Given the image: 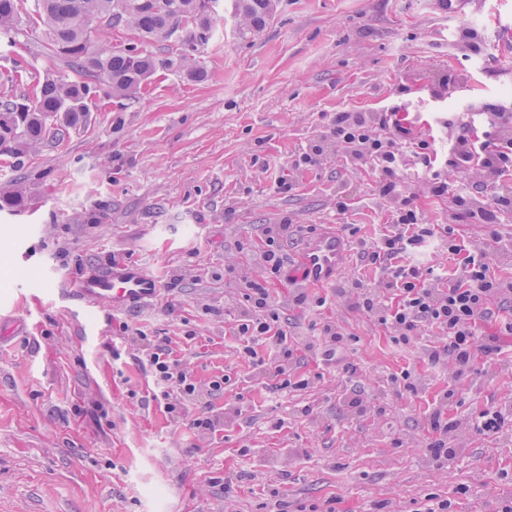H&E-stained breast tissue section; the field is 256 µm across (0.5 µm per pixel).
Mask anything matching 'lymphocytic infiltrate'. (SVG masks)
<instances>
[{"instance_id": "obj_1", "label": "lymphocytic infiltrate", "mask_w": 512, "mask_h": 512, "mask_svg": "<svg viewBox=\"0 0 512 512\" xmlns=\"http://www.w3.org/2000/svg\"><path fill=\"white\" fill-rule=\"evenodd\" d=\"M392 123L387 112L371 121L359 112H339L329 124L330 140L354 159L372 163L378 191L392 208L389 230L363 252L365 261L381 267L380 286L375 289L358 280L350 292L356 295L359 309L391 329L394 343L407 345L421 332L437 330L441 343L429 351L427 360L438 369L452 366L454 376L459 377L471 371L475 350H482L489 359L498 355L495 336H482L480 326L493 317L495 309L504 308L507 288L491 274L495 253L488 245L449 237V253L465 256L455 277L436 275L433 268L410 261V253L427 238L439 235L440 228L425 223L405 193L403 171L407 155L400 140L384 135ZM414 157L428 176L431 193L447 198L453 221L489 225L490 241L497 240L496 223L512 212V121L498 116L496 123L478 134L460 127L448 149V166L465 171L470 177L467 185L451 182L435 170L430 153L418 151ZM247 289L248 307L237 326L244 339L242 353L252 358L256 343L274 344L275 355L263 363L262 369L287 377L293 351L278 325L279 314L269 290L255 281L249 282ZM148 365L161 398L167 401L168 413H176L177 405L169 400L171 390L189 397L195 392L194 384L177 364L159 353L150 355Z\"/></svg>"}]
</instances>
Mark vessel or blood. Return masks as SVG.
<instances>
[{
	"instance_id": "1",
	"label": "vessel or blood",
	"mask_w": 512,
	"mask_h": 512,
	"mask_svg": "<svg viewBox=\"0 0 512 512\" xmlns=\"http://www.w3.org/2000/svg\"><path fill=\"white\" fill-rule=\"evenodd\" d=\"M349 256V244L340 233L324 232L298 254L296 279L319 287L335 283ZM161 288L160 281L139 264L115 260L107 263L104 271L81 277L75 295L84 306L102 303L123 312L155 301Z\"/></svg>"
}]
</instances>
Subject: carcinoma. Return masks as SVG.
<instances>
[{
  "instance_id": "1",
  "label": "carcinoma",
  "mask_w": 512,
  "mask_h": 512,
  "mask_svg": "<svg viewBox=\"0 0 512 512\" xmlns=\"http://www.w3.org/2000/svg\"><path fill=\"white\" fill-rule=\"evenodd\" d=\"M217 0H37L32 11L25 0H0V33L18 26L41 30L45 44L76 74H33L23 101L0 102V116L13 117L0 125V156L19 157L34 151L60 129L87 125L85 100L104 86V95L133 99L160 69L171 71L198 50V33H209ZM274 0H234L235 14L249 32L262 30L273 14ZM123 27L141 39L169 38L185 31L176 52L165 60L145 53L136 44L112 45V30ZM24 205L21 193L0 183V211Z\"/></svg>"
}]
</instances>
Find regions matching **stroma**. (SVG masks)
Instances as JSON below:
<instances>
[{
    "label": "stroma",
    "mask_w": 512,
    "mask_h": 512,
    "mask_svg": "<svg viewBox=\"0 0 512 512\" xmlns=\"http://www.w3.org/2000/svg\"><path fill=\"white\" fill-rule=\"evenodd\" d=\"M216 10L185 62L204 66L205 81L159 71L137 99L100 98L86 127L0 167L25 199L0 211V313L19 320L0 342V512H374L380 501L419 512L430 494L456 512H497L512 499V431L484 437L469 420L512 404V330L483 323L498 359L476 356L471 376L451 379L425 361L437 331L395 345L335 288L266 279L260 255L276 234L293 264L333 227L351 242L339 282L379 280L360 251L386 232L390 205L372 166L327 139L328 123L399 108L408 141H428L446 171L449 121L480 129L486 107L512 113V54L498 45L512 0L454 13L442 0H277L251 33L233 0ZM18 63L69 72L25 26L0 34V96L24 93L10 80ZM313 146L318 164H299ZM403 177L426 223L451 224L415 168ZM115 257L157 277L161 302L83 308L74 281ZM251 281L269 288L294 350L289 378L304 389L282 390L260 369L267 345L253 359L240 352ZM327 323L349 338L346 367L320 360ZM160 349L196 386L173 394L176 416L153 398L147 359ZM405 371L417 391L399 397L392 379ZM436 410L461 451L448 469L426 455Z\"/></svg>",
    "instance_id": "35a3bbf8"
}]
</instances>
